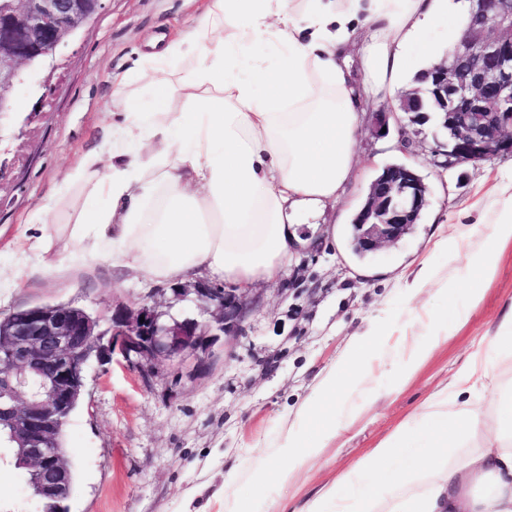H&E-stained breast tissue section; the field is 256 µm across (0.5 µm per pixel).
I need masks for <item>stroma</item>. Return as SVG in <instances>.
Returning <instances> with one entry per match:
<instances>
[{"label": "stroma", "mask_w": 512, "mask_h": 512, "mask_svg": "<svg viewBox=\"0 0 512 512\" xmlns=\"http://www.w3.org/2000/svg\"><path fill=\"white\" fill-rule=\"evenodd\" d=\"M205 0H106L102 12L64 50L65 69L52 89L54 108L32 124H0V148L15 164L0 186V316L16 309L70 303L99 316L136 307L153 281L123 280L112 249L79 252L70 244L84 189L66 177L99 148L112 121V78L132 73L159 34L192 28ZM395 101L367 104L357 145L361 169L341 204L316 223L299 225L320 248L301 251L276 282L248 291L251 310L230 343L216 342L208 373L193 361H156L150 381L129 371L121 352L91 362L78 409L65 427L75 480L68 512H302L432 395L447 393L473 346L496 335L512 310V242L499 248L490 275L470 266L485 247L475 233L498 214L497 173L512 166L502 153L477 164L449 163L431 124L409 118L373 131L378 112ZM397 161L429 187L420 223L368 259L354 258L346 230L376 173ZM56 202L53 218L44 205ZM48 226L49 269L15 276L27 239ZM479 288L471 299L467 287ZM414 320H407L409 310ZM438 322L442 342L409 376L404 354ZM370 334L369 379L319 412L336 421L325 440L286 482L257 481L284 465L280 448L296 429L302 404L324 377ZM37 498L0 449V512H38Z\"/></svg>", "instance_id": "stroma-1"}]
</instances>
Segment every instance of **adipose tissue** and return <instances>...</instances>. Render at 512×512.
Here are the masks:
<instances>
[{
	"mask_svg": "<svg viewBox=\"0 0 512 512\" xmlns=\"http://www.w3.org/2000/svg\"><path fill=\"white\" fill-rule=\"evenodd\" d=\"M470 7L469 0H301L296 8L290 0H209L186 40L144 59L146 104L125 94L126 76L114 77L123 119L107 152L86 154L67 175L68 183L88 186L71 228L74 244L93 251L111 243L113 265L132 278L173 282L206 273L244 289L278 279L307 245L298 221L339 202L358 175L361 102L402 91L408 67L438 64L452 44L427 33L445 27L461 34ZM414 40L424 47L412 63L405 47ZM267 42L280 49L272 70L257 53ZM352 50L368 65V80L354 77ZM179 56L193 59L183 84L193 102L186 111L172 109L161 69ZM243 59L253 69L248 81L233 73ZM498 178L511 193L473 259L486 274L499 246L512 241V169ZM367 346L366 338L356 341L321 394L364 379ZM492 348H512V313L488 346L469 354L453 400L427 401L415 413L418 442L374 448L341 479L364 483V492L346 498L340 487L329 489L305 512H512V397L498 402L493 438L465 460H448L481 420L469 395L494 383ZM313 407L303 404V425L282 448L288 466L271 470V479L288 480L335 433V419L313 417Z\"/></svg>",
	"mask_w": 512,
	"mask_h": 512,
	"instance_id": "ef3b65f1",
	"label": "adipose tissue"
}]
</instances>
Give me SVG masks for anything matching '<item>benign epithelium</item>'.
Segmentation results:
<instances>
[{
  "label": "benign epithelium",
  "instance_id": "benign-epithelium-1",
  "mask_svg": "<svg viewBox=\"0 0 512 512\" xmlns=\"http://www.w3.org/2000/svg\"><path fill=\"white\" fill-rule=\"evenodd\" d=\"M470 2V21L452 51L421 77L450 131L446 147L453 164L512 153V134H506L512 128V3ZM103 8L104 0H8L0 8V120L20 112L27 75H56L63 44ZM400 109L413 122L430 119L418 88L401 97ZM426 205L421 180L409 169L373 182L360 213L364 251L374 254L402 238ZM172 292L178 299L192 297L208 319L168 318L151 293L135 309L112 310L108 346L97 345L100 323L63 307L31 309L13 337L0 340V397H10L0 404V426L39 477L40 497L62 501L71 494L70 469L54 443L58 423L84 386L91 349L103 359L120 348L146 381L158 358H192L201 374L212 359L210 336L219 332L229 339L241 329L248 310L244 296L202 281Z\"/></svg>",
  "mask_w": 512,
  "mask_h": 512
}]
</instances>
